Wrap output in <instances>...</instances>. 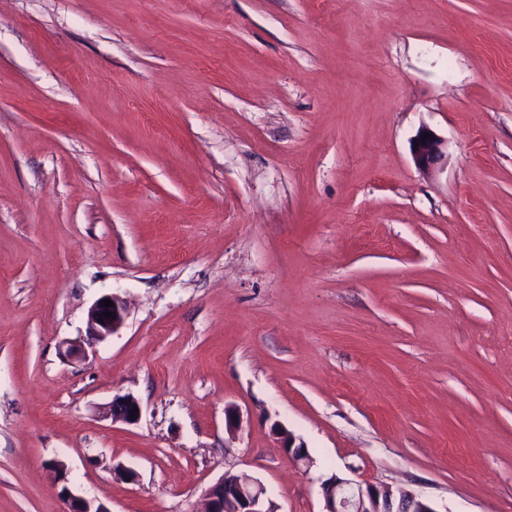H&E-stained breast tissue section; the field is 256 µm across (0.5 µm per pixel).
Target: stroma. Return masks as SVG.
<instances>
[{"label":"stroma","mask_w":512,"mask_h":512,"mask_svg":"<svg viewBox=\"0 0 512 512\" xmlns=\"http://www.w3.org/2000/svg\"><path fill=\"white\" fill-rule=\"evenodd\" d=\"M54 461L109 512H512V0H0V512H66ZM428 134L425 140L422 136ZM418 141L417 149H414ZM447 142L427 126H421L411 139V153L415 165L425 173H432L447 157ZM104 299H110L114 306H103ZM108 312H112V319L104 316ZM126 315V307L120 297L113 293L101 296L88 309L86 336L98 342L106 340L123 327ZM99 319H103V322H99ZM134 408H138L135 416L136 420L131 418V411ZM106 409V413L112 418V422L115 423L136 424L142 414L140 403L135 397L129 394L114 396ZM206 496L209 501L206 512H277L264 485L258 479L244 475H225L208 489ZM227 500H231L230 508ZM323 485L322 512H438L430 500L407 491L396 495L388 489L336 475Z\"/></svg>","instance_id":"stroma-1"}]
</instances>
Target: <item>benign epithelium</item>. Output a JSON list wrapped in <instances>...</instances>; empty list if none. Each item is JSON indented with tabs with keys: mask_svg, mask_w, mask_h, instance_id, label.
<instances>
[{
	"mask_svg": "<svg viewBox=\"0 0 512 512\" xmlns=\"http://www.w3.org/2000/svg\"><path fill=\"white\" fill-rule=\"evenodd\" d=\"M418 142L417 148L411 149L415 165L425 173L433 172L447 157V142L427 126L420 127L412 137ZM108 299L112 307L103 305ZM112 313V318L105 317ZM126 319V307L122 299L114 294L98 298L87 312V336L95 341H104L118 333ZM62 356L72 362L86 359L85 342L79 340L64 341L59 346ZM140 403L130 394L117 395L107 406V414L112 422L133 424L141 418L138 410ZM136 411V418H131V411ZM282 434V448L285 455L293 462L309 463V457L303 443L296 442L295 437L285 431ZM323 512H438L434 504L417 494L401 491L394 494L371 484H361L350 479L333 476L323 486ZM67 500V512H110L93 500L73 494L68 487L62 488ZM209 505L207 512H277L272 500L267 496L264 485L256 478L235 474L225 475L206 492Z\"/></svg>",
	"mask_w": 512,
	"mask_h": 512,
	"instance_id": "1",
	"label": "benign epithelium"
}]
</instances>
